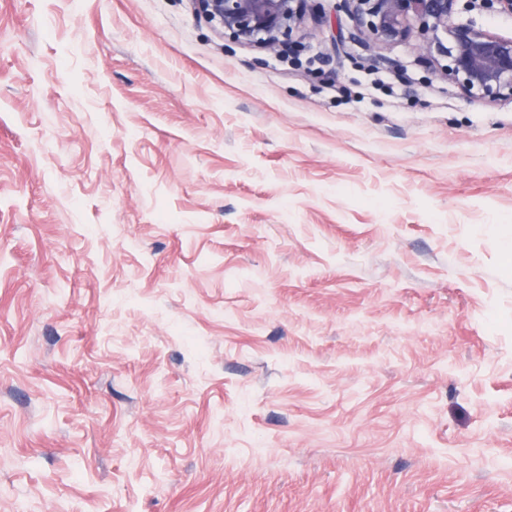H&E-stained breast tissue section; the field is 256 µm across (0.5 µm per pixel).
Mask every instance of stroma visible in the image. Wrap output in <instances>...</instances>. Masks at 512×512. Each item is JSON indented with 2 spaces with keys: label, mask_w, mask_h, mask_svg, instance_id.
<instances>
[{
  "label": "stroma",
  "mask_w": 512,
  "mask_h": 512,
  "mask_svg": "<svg viewBox=\"0 0 512 512\" xmlns=\"http://www.w3.org/2000/svg\"><path fill=\"white\" fill-rule=\"evenodd\" d=\"M352 30L0 0V512H512V100Z\"/></svg>",
  "instance_id": "stroma-1"
}]
</instances>
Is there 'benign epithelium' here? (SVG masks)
<instances>
[{
  "label": "benign epithelium",
  "instance_id": "1",
  "mask_svg": "<svg viewBox=\"0 0 512 512\" xmlns=\"http://www.w3.org/2000/svg\"><path fill=\"white\" fill-rule=\"evenodd\" d=\"M214 27L235 43L286 52L301 19L326 21L322 0H196ZM460 0H341L338 8L357 22L372 46L412 43L424 52L429 35L443 31L448 44L438 43L447 58L440 67L462 92L481 100L512 99V37L471 25L451 23ZM468 9H492L512 15V0H467Z\"/></svg>",
  "mask_w": 512,
  "mask_h": 512
}]
</instances>
